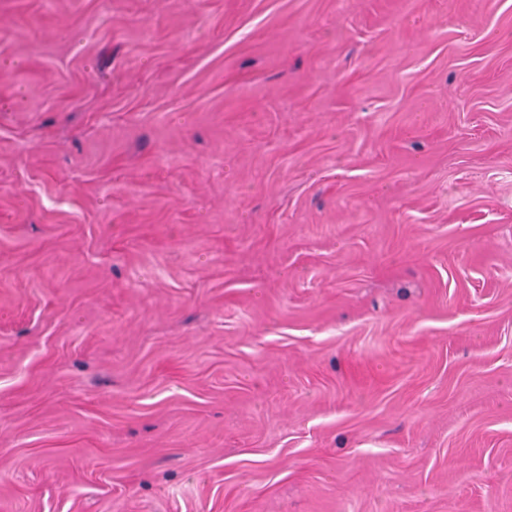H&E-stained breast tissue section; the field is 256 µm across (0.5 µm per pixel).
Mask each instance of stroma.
<instances>
[{"label": "stroma", "mask_w": 512, "mask_h": 512, "mask_svg": "<svg viewBox=\"0 0 512 512\" xmlns=\"http://www.w3.org/2000/svg\"><path fill=\"white\" fill-rule=\"evenodd\" d=\"M0 512H512V0H0Z\"/></svg>", "instance_id": "1"}]
</instances>
